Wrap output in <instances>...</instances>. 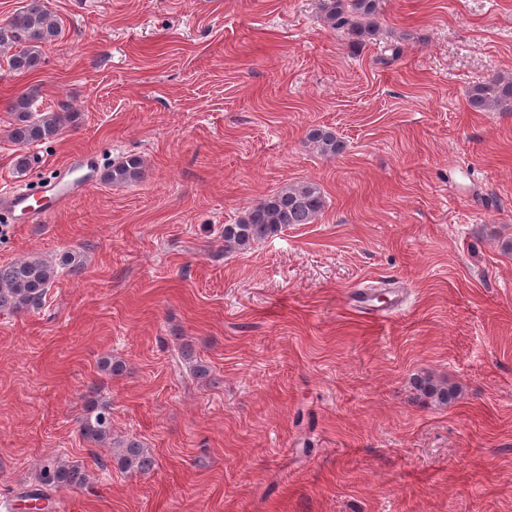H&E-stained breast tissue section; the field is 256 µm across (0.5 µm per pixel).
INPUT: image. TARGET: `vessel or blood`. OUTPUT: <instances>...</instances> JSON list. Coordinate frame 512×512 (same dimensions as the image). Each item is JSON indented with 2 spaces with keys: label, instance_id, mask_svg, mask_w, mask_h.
I'll list each match as a JSON object with an SVG mask.
<instances>
[{
  "label": "vessel or blood",
  "instance_id": "1",
  "mask_svg": "<svg viewBox=\"0 0 512 512\" xmlns=\"http://www.w3.org/2000/svg\"><path fill=\"white\" fill-rule=\"evenodd\" d=\"M96 164L84 157L71 164L55 178L46 181L37 191L19 189L0 196V206L25 224L42 222L54 211L66 206L76 194L77 187H89L95 180Z\"/></svg>",
  "mask_w": 512,
  "mask_h": 512
}]
</instances>
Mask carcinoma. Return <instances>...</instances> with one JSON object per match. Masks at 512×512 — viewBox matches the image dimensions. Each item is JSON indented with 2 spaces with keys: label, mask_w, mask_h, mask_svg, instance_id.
Instances as JSON below:
<instances>
[{
  "label": "carcinoma",
  "mask_w": 512,
  "mask_h": 512,
  "mask_svg": "<svg viewBox=\"0 0 512 512\" xmlns=\"http://www.w3.org/2000/svg\"><path fill=\"white\" fill-rule=\"evenodd\" d=\"M386 0H322L327 27L342 32L351 45H361L378 30L377 19L383 16ZM59 26L44 7V0H27L26 5L0 26V47L9 50L8 65L16 72H33L42 63L40 48L56 39ZM38 90L33 87L11 98L6 106L13 121L10 141L19 147L38 145L59 137L71 115L68 112H46L32 115ZM466 100L474 112L512 111V77L491 76L466 92ZM307 146L324 157H335L345 151V143L326 127H313L305 135ZM143 175L142 161L129 156L112 165L105 180L125 184ZM326 197L319 184L306 181L285 185L261 198L233 224L224 225V253H236L253 244L278 235L291 224H312L322 215ZM58 272L55 265L41 259L28 258L0 265V312L35 311L42 307L46 292ZM419 390L445 405L456 397L452 387L427 379L416 381ZM84 438L102 445L112 440V412L106 406H93L81 424ZM114 441V440H112ZM119 453L114 456L117 467L130 474L152 470L155 458L136 439L114 441ZM88 484L87 471L78 465L51 462L43 466L39 487L18 495L21 500H40L44 509L52 507L51 491L63 486Z\"/></svg>",
  "instance_id": "carcinoma-1"
}]
</instances>
